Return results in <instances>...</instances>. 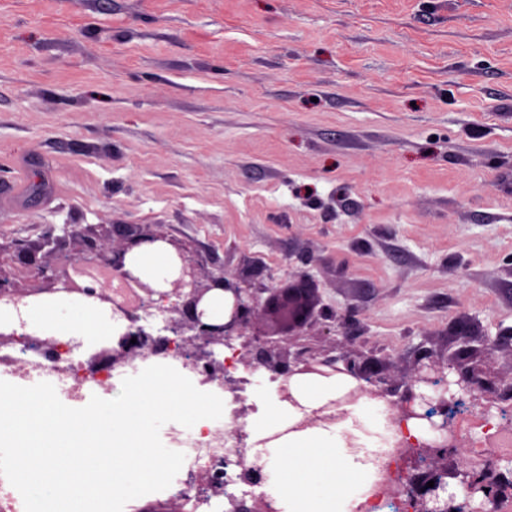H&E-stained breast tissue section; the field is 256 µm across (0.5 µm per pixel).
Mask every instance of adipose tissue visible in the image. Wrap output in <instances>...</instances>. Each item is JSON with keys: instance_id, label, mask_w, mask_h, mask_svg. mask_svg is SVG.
Listing matches in <instances>:
<instances>
[{"instance_id": "obj_1", "label": "adipose tissue", "mask_w": 512, "mask_h": 512, "mask_svg": "<svg viewBox=\"0 0 512 512\" xmlns=\"http://www.w3.org/2000/svg\"><path fill=\"white\" fill-rule=\"evenodd\" d=\"M126 267L134 276L162 285L174 278L176 258L166 243L147 242L127 255ZM0 328L52 336L88 351L117 340L122 332L111 305L67 293L37 295L21 311L0 300ZM290 386L299 401L295 407L272 397L263 384L251 392L257 412L249 419L248 433L279 436L263 455L265 493L280 512H356L375 481L366 454L378 446L374 428L386 416V407L367 400L339 425L289 433L285 427L298 412L319 409L338 391L337 381L308 377L291 380ZM354 444L362 446V453L352 454Z\"/></svg>"}]
</instances>
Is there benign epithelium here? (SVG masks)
<instances>
[{"instance_id":"benign-epithelium-1","label":"benign epithelium","mask_w":512,"mask_h":512,"mask_svg":"<svg viewBox=\"0 0 512 512\" xmlns=\"http://www.w3.org/2000/svg\"><path fill=\"white\" fill-rule=\"evenodd\" d=\"M112 238L116 245L108 247L101 243L103 238ZM72 239L80 244L79 251L69 255L71 260H85L99 269L112 274V277L133 284L138 290L139 309L148 311L157 301L166 302L175 297L167 308L171 316L165 320L164 330L174 337L176 347L182 353L204 362V372L210 381L218 380L229 386L238 385V380L227 375L224 363L217 360L222 350L236 349V360L253 369L260 367L292 378L297 375H317L330 377L343 374L351 377L356 384L336 400H331L311 415L304 416L289 431H302L318 424L333 425L343 421L348 415L347 407L367 397L388 404V423L402 424L411 418L432 419L439 413L450 418L454 413L451 403L455 394L449 392L444 370H455L459 378L456 385L470 396V401L490 399L496 393V376L490 369V360L498 349L496 343H481L479 347L468 348L469 356L475 359L471 365L462 366L454 355L447 363H421L414 373L406 377V389L400 399L394 401L385 397V392L375 388L380 383V369L368 362H358L356 358L343 355L339 358L318 353L305 342L310 336H329L340 326L349 329L357 320L345 312H335L322 304L319 288L313 277L299 271L277 285L263 281L264 268L252 260L240 263L238 272L227 277L221 267L208 269V257L199 252L190 242L172 238L153 229L151 224H97L88 226L85 231L75 233ZM163 241L175 252L178 274L171 282V291H158L155 285L142 281L125 269L126 255L145 242ZM65 238L50 235L35 246L25 240L12 239L0 242V298H7L18 304L23 299L42 293H75L81 290L79 284L64 266H54L47 261L65 250ZM44 251L43 261L39 262L36 253ZM17 265L34 271L33 283L21 286L17 276L5 274L4 267ZM214 290L224 292V321L209 323L203 320V312L198 310L201 301ZM129 325L119 338L121 355L142 354L146 350L157 351L152 339L154 330L143 323L137 313L127 314ZM136 343H130L131 339ZM343 366H336L337 361ZM442 387L436 396L425 401L427 409L420 413L413 407L417 385ZM462 447L457 438H451L446 446H424L411 457L410 463L418 471L416 475L405 476V482L393 489V495L402 494L413 500L415 512H465L467 501L455 502L445 508L430 505L427 496L434 494L448 476L447 471L432 466L434 460L448 456V450ZM434 486H427L428 482Z\"/></svg>"}]
</instances>
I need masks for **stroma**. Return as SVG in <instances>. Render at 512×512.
<instances>
[{"mask_svg":"<svg viewBox=\"0 0 512 512\" xmlns=\"http://www.w3.org/2000/svg\"><path fill=\"white\" fill-rule=\"evenodd\" d=\"M90 224L308 270L389 390L469 324L512 426V0H0V236Z\"/></svg>","mask_w":512,"mask_h":512,"instance_id":"obj_1","label":"stroma"}]
</instances>
